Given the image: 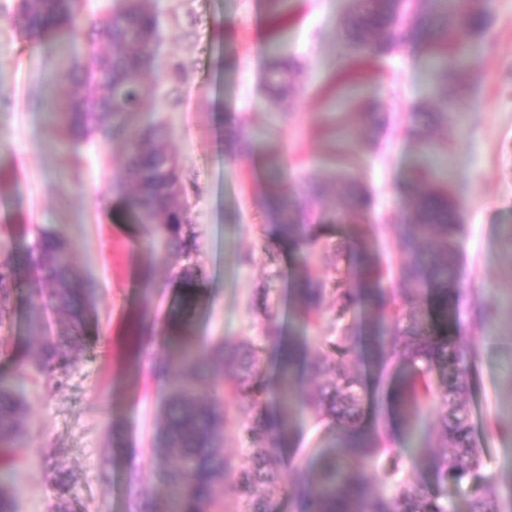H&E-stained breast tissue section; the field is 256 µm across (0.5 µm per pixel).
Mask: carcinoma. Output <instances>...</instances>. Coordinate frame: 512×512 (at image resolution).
Wrapping results in <instances>:
<instances>
[{
	"label": "carcinoma",
	"instance_id": "carcinoma-1",
	"mask_svg": "<svg viewBox=\"0 0 512 512\" xmlns=\"http://www.w3.org/2000/svg\"><path fill=\"white\" fill-rule=\"evenodd\" d=\"M81 0H26L16 7L10 21L32 41L65 31L85 41L92 61L100 65L97 93H86L88 76L77 62L64 65L56 74L59 83L70 87L69 94L56 101L52 118L73 148H78L85 130L94 127L103 135L119 137L126 151L122 164L124 180L134 193L127 207L140 220L161 224L166 253L189 257L181 239L186 220L179 196L170 185L180 174L166 167L167 155L160 142L166 135L162 124L143 127L129 125V118L144 108L156 106L153 88L145 76L157 68L159 20L145 0H117L115 6L85 30L80 22ZM484 16L463 9L458 0H371L354 27L355 40L374 55L383 56L399 44L427 47L432 69V93L443 111L430 113L431 119L447 117L460 97L448 94V73L461 74L469 65L468 39L481 30ZM455 44L448 47V33ZM268 85L279 91L278 101L292 87L294 73L270 68ZM427 182L418 188V180ZM336 181L345 194L350 211L359 213L368 206L367 197L351 191L352 181L339 175ZM271 212L280 239L303 256L310 255L318 242L319 225L310 223L308 210L291 195L281 191L270 199ZM408 207L410 224H397L398 244L412 259L400 265L404 284L399 299L387 296L381 285V269L362 233L356 232L360 280L356 287L340 289L342 304L336 307V328L331 336H313L311 326L330 314L323 305V289L311 276L295 282L298 323L288 340V356L280 360L279 382L268 388L259 380L255 349L250 343L225 341L211 356L201 361L189 338L176 343L163 372L177 376L169 388L166 413L160 426L159 456L172 457L167 470L170 488L168 508L148 497L137 496L132 512H230L220 506L216 488L227 482L235 487L246 512H274V505L261 493L264 485H288L295 497L297 512H448V501L436 492L401 475L398 450L386 448L373 436L355 428L363 399L359 379L336 366L323 352L329 345L345 356L352 354L347 312L362 304L370 313V354L381 360L387 355L384 342L388 331L396 332L393 353L406 364H422L423 372L437 373L438 387L432 388L416 374L402 373L391 394V403L403 419L406 438L417 448H446L444 473L462 480L481 466L480 448L474 439L466 402L469 352L467 337L460 333L455 296L462 283L460 261L455 247L457 207L448 186L429 181L418 169L410 180ZM36 269L32 292L30 325L42 329L43 310L64 308L70 315L68 327L47 342L41 367L53 375L56 386L63 384L70 366L68 348L85 341L89 310L84 308V289L71 276L72 251L65 233L59 229H36L29 252ZM23 276L14 265L0 263V327L4 324L5 303L19 287ZM182 311L194 306L196 275L186 265L179 273ZM433 291L434 304L443 328L427 326L409 318L401 328L403 310L415 309L425 289ZM454 320L455 334H447L448 320ZM305 370L328 379L319 395L302 391L293 376L298 360ZM212 379L213 393L224 392L231 405L201 402L196 396L198 381ZM278 404L266 411L269 402ZM437 407L431 417V407ZM24 403L14 385L0 379V444L17 443L24 429ZM307 413L326 416L340 429L312 477L302 482L291 478L296 465L283 454L287 439L296 430L297 419ZM248 425L249 432L263 437V444L238 455L224 453L225 429L230 419ZM387 458L379 486H374L370 465ZM512 494L503 498L496 485L488 483L474 494L468 512H509ZM0 512H16L11 487L0 477Z\"/></svg>",
	"mask_w": 512,
	"mask_h": 512
}]
</instances>
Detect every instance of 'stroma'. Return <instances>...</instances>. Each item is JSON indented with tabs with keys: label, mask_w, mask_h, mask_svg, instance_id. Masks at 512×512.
I'll list each match as a JSON object with an SVG mask.
<instances>
[{
	"label": "stroma",
	"mask_w": 512,
	"mask_h": 512,
	"mask_svg": "<svg viewBox=\"0 0 512 512\" xmlns=\"http://www.w3.org/2000/svg\"><path fill=\"white\" fill-rule=\"evenodd\" d=\"M160 18L159 68L148 82L172 110L138 113V124L164 122L162 146L178 161L185 188L182 238L197 271L192 338L199 356L224 340L260 347L259 369L269 385L279 378L271 337L287 339L292 283L312 274L334 306L336 284L359 276L351 231L371 241L380 265L401 263L395 224H407L408 185L422 146L446 151L447 175L460 215L455 244L464 279L460 320L475 351L466 399L483 465L463 480L443 476L442 448L402 455L403 474L438 491L451 512H468L479 486L506 489L512 476V0H465L488 25L473 38L466 96L444 121L429 113L426 53L398 46L374 60L354 48L347 23L356 0H286L275 18L265 0H148ZM16 0H0V241L6 260L22 263L34 226L62 228L73 251V276L95 310L89 339L71 353L62 387L39 368L43 336L29 324L27 289L12 293L0 329V376L24 374V436L0 447V477L10 482L17 512H54L67 500L73 512H126L131 492L166 497L163 465L154 459L162 404L170 383L152 364L166 355L141 340L140 316L164 326L179 308L182 263L158 261L164 238L136 222L125 205L123 141L90 135L78 152L56 143L45 119V96L64 97L54 76L61 42L31 44L9 16ZM282 37L298 72L282 104L265 90L270 45ZM343 125L355 143L336 158L326 129ZM372 203L360 216L346 212L337 171ZM325 183L310 211L322 237L309 263L275 232L266 201L278 189L306 197L309 181ZM250 262H241V255ZM496 311L493 331L479 312ZM355 353L345 363L367 397L366 433L400 441L390 408L400 366L366 360L364 307L347 316ZM333 424L305 420L285 453L302 461L306 479L331 444Z\"/></svg>",
	"instance_id": "1"
}]
</instances>
